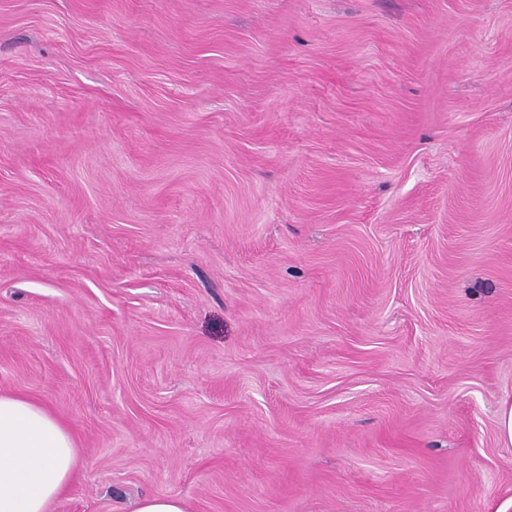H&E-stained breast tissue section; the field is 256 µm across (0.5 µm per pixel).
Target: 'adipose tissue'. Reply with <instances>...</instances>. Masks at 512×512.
Masks as SVG:
<instances>
[{"label": "adipose tissue", "instance_id": "obj_1", "mask_svg": "<svg viewBox=\"0 0 512 512\" xmlns=\"http://www.w3.org/2000/svg\"><path fill=\"white\" fill-rule=\"evenodd\" d=\"M78 459L70 430L46 407L0 393V512H49Z\"/></svg>", "mask_w": 512, "mask_h": 512}]
</instances>
